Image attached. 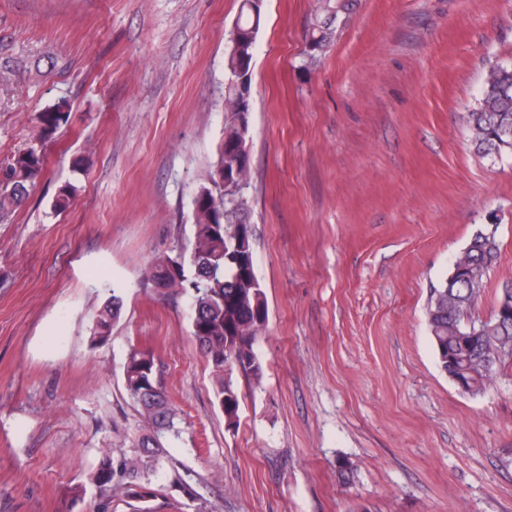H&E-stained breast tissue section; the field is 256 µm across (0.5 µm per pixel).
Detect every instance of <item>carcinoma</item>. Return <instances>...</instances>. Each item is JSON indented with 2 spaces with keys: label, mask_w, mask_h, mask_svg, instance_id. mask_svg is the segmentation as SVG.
<instances>
[{
  "label": "carcinoma",
  "mask_w": 512,
  "mask_h": 512,
  "mask_svg": "<svg viewBox=\"0 0 512 512\" xmlns=\"http://www.w3.org/2000/svg\"><path fill=\"white\" fill-rule=\"evenodd\" d=\"M346 0H323L322 11L312 23L311 40L320 46L330 35ZM260 19L247 7L241 13L228 40L225 57L227 82L224 83V142L219 160L202 178L199 191L204 205L193 210L194 237L189 257H157L148 267L145 279L172 290H192V336L211 365L217 382L216 400L227 425L236 424L238 390L233 372L261 383L264 369L257 343L268 322L266 294L257 278L251 248V226L246 222L245 187L249 173H243L244 187L227 200L214 194L215 173L233 165V151L239 137L235 112L238 107L232 82L242 57L254 53L253 30ZM70 118L68 102L61 100L45 108L37 117L36 140L43 143ZM474 149L484 156L512 151V67L489 69L484 81L480 108L469 114ZM45 158L33 144L13 156L0 168V216L15 210L28 196L29 188L40 177ZM76 187L61 186L52 202L56 211L73 203ZM496 232L480 230L454 260L448 275L431 292L427 323L438 363L446 374L461 379L467 391L482 393L512 361V279L497 291L493 313L487 320L474 318L481 299L485 277L499 258ZM123 305L114 293L99 309L91 342L108 343L112 327ZM124 388L138 407L150 434L132 447L123 445L102 454L92 476L101 499V512H110L115 497L149 501L157 497L153 479L163 468L162 439L178 435L176 413L156 379L153 354L133 351L124 365ZM171 484L182 488L194 512H214L213 506L179 475Z\"/></svg>",
  "instance_id": "obj_1"
}]
</instances>
